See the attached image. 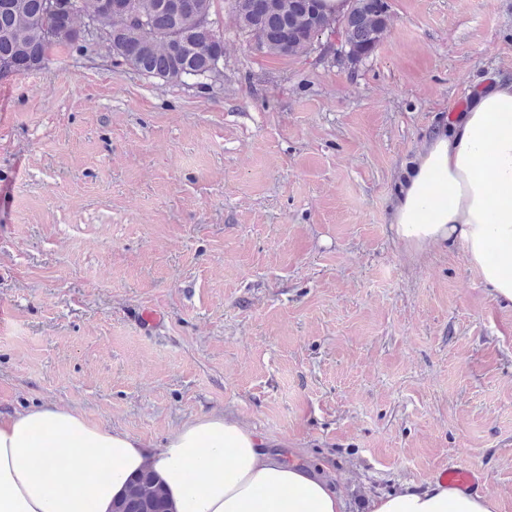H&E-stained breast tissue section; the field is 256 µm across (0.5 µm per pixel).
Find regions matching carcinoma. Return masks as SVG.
<instances>
[{"label": "carcinoma", "instance_id": "carcinoma-1", "mask_svg": "<svg viewBox=\"0 0 512 512\" xmlns=\"http://www.w3.org/2000/svg\"><path fill=\"white\" fill-rule=\"evenodd\" d=\"M50 0H0V76L42 69L51 49L67 47L81 54L87 27L100 32L99 48L119 64L165 83L185 84L184 71L202 69L216 45L218 20L214 0H194V10L177 9L179 0H69L67 22L50 11ZM234 13L236 28L261 39L260 53L288 57L307 54L304 35L315 30L309 0H248ZM390 16L375 11L373 0H356V12L342 26V46L364 58L378 48ZM112 512H172L165 491L145 471L130 480Z\"/></svg>", "mask_w": 512, "mask_h": 512}]
</instances>
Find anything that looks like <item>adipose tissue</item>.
I'll return each mask as SVG.
<instances>
[{
	"mask_svg": "<svg viewBox=\"0 0 512 512\" xmlns=\"http://www.w3.org/2000/svg\"><path fill=\"white\" fill-rule=\"evenodd\" d=\"M392 224L419 250L461 244L493 297L512 305V80L491 82L433 131L399 185ZM263 446L223 413L185 423L159 448L54 405L0 416V512H112L147 468L172 512H344L328 475ZM493 509L441 481L370 502V512Z\"/></svg>",
	"mask_w": 512,
	"mask_h": 512,
	"instance_id": "obj_1",
	"label": "adipose tissue"
}]
</instances>
